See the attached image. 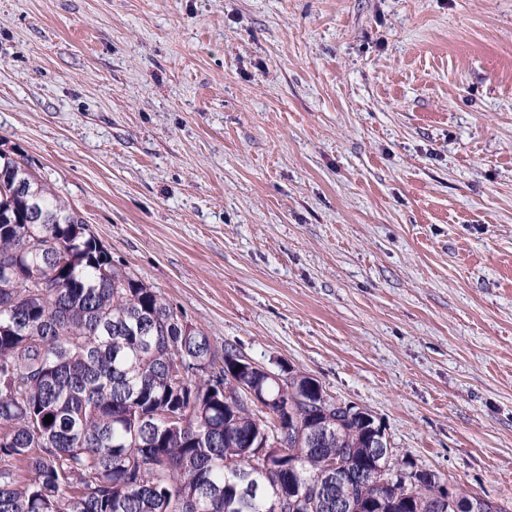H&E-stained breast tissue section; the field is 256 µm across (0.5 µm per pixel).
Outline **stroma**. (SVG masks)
I'll use <instances>...</instances> for the list:
<instances>
[{"instance_id":"obj_1","label":"stroma","mask_w":512,"mask_h":512,"mask_svg":"<svg viewBox=\"0 0 512 512\" xmlns=\"http://www.w3.org/2000/svg\"><path fill=\"white\" fill-rule=\"evenodd\" d=\"M0 150L214 345L512 505V0H0Z\"/></svg>"}]
</instances>
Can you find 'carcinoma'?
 <instances>
[{
  "instance_id": "carcinoma-1",
  "label": "carcinoma",
  "mask_w": 512,
  "mask_h": 512,
  "mask_svg": "<svg viewBox=\"0 0 512 512\" xmlns=\"http://www.w3.org/2000/svg\"><path fill=\"white\" fill-rule=\"evenodd\" d=\"M238 355L134 273L23 157L0 152V512H494L435 473L371 450L314 377L254 374L267 410L224 401L189 357ZM53 416L51 423L44 422ZM285 448H262L276 420ZM387 467L388 485L358 480Z\"/></svg>"
}]
</instances>
